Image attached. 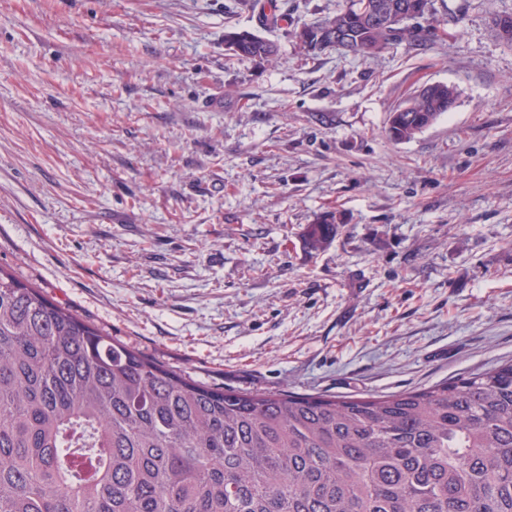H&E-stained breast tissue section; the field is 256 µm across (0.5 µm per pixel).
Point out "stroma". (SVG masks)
I'll return each instance as SVG.
<instances>
[{
    "mask_svg": "<svg viewBox=\"0 0 512 512\" xmlns=\"http://www.w3.org/2000/svg\"><path fill=\"white\" fill-rule=\"evenodd\" d=\"M444 41L229 58L232 0H0V265L210 385L337 396L512 359V0ZM455 107L394 142L390 112ZM342 229L308 253L304 225ZM489 23L495 39L504 46L512 47V13H495ZM455 102L453 87L444 83L426 85L390 112L385 133L395 142L411 140L449 112Z\"/></svg>",
    "mask_w": 512,
    "mask_h": 512,
    "instance_id": "stroma-1",
    "label": "stroma"
}]
</instances>
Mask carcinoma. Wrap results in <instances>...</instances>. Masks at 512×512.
Returning a JSON list of instances; mask_svg holds the SVG:
<instances>
[{"mask_svg": "<svg viewBox=\"0 0 512 512\" xmlns=\"http://www.w3.org/2000/svg\"><path fill=\"white\" fill-rule=\"evenodd\" d=\"M279 31L288 14L235 0ZM512 47V13L490 18ZM286 35L371 57L439 39L434 0H348ZM258 63L279 44L224 30ZM456 102L426 85L390 112L408 141ZM341 224L305 225L312 254ZM0 512H512V362L384 396L274 393L186 378L0 265Z\"/></svg>", "mask_w": 512, "mask_h": 512, "instance_id": "obj_1", "label": "carcinoma"}]
</instances>
